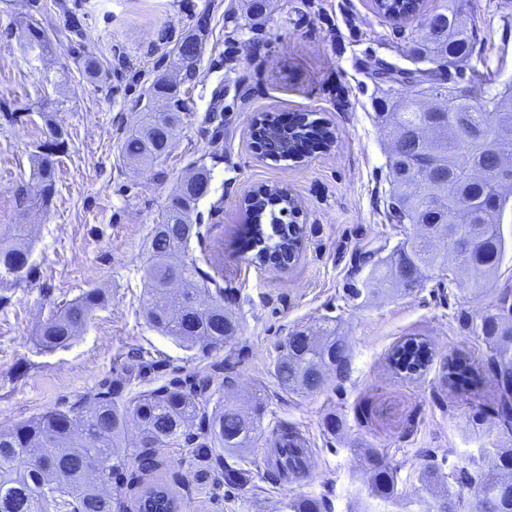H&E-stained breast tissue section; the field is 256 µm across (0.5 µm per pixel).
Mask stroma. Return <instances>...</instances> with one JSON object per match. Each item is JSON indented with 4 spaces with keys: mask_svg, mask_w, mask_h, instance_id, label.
I'll return each instance as SVG.
<instances>
[{
    "mask_svg": "<svg viewBox=\"0 0 512 512\" xmlns=\"http://www.w3.org/2000/svg\"><path fill=\"white\" fill-rule=\"evenodd\" d=\"M463 20L472 65L492 72L497 86L512 85V0H466ZM32 28L44 48L30 49ZM420 29L417 18L396 25L376 16L371 0H270L261 24L243 0H0V240L25 224L32 243L27 277L0 286V429L111 384L129 400L175 377H206L211 409L260 396L262 436L236 455L241 485L227 487L214 462L200 473L190 444L165 450L151 472L127 466L125 502L164 480L183 512H287L300 497L321 500L322 512H428L434 499L423 469L452 485L485 449L512 446L497 420L493 377L481 368L486 344L455 321L512 288L511 208L501 220L509 248L480 297L448 293L433 271L409 294L345 297L367 276L362 258L389 257L414 232L385 218L388 141L378 115L403 93L375 83L369 70L378 61L416 68L407 47ZM189 35L201 46L196 75L183 85L192 113L166 157L130 164L122 140ZM265 112L321 119L336 141L301 163L262 157L251 124ZM54 130L65 140L55 193L46 206L20 207L35 184L39 146ZM198 165L210 171L197 212L211 232L190 254L203 272L222 274L232 292L224 305L241 321L231 342L207 353L161 335L143 314L150 231ZM260 185L287 187L302 204V249L286 271L254 263L239 247L241 198ZM91 288L106 290L105 307L69 345L40 350L35 338L51 311ZM319 327L345 340L347 374L329 375L314 392L283 390L273 368L281 346ZM409 340L432 352L415 374L389 361ZM454 356L479 367L475 384L449 383ZM280 428L305 441L310 475H269L266 438ZM377 462L393 471L400 502L370 495Z\"/></svg>",
    "mask_w": 512,
    "mask_h": 512,
    "instance_id": "stroma-1",
    "label": "stroma"
}]
</instances>
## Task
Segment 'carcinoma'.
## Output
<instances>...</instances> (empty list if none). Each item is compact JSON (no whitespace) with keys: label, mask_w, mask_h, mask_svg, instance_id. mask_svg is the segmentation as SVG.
Wrapping results in <instances>:
<instances>
[{"label":"carcinoma","mask_w":512,"mask_h":512,"mask_svg":"<svg viewBox=\"0 0 512 512\" xmlns=\"http://www.w3.org/2000/svg\"><path fill=\"white\" fill-rule=\"evenodd\" d=\"M377 14L404 21L422 11L423 0H373ZM426 37L413 52L429 68L377 64L374 78L408 90L402 109L392 113V147L388 156L390 201L386 217L392 224H415L419 234L400 242L391 261L375 264L365 281L367 292L378 294L395 279L404 292L422 286V271L440 272L448 287L481 296L484 283L498 272L507 242L500 218L512 198L502 191L512 184V86L494 89L489 73L467 69L473 52L470 36L457 13L444 5L426 17ZM198 44L187 36L177 45V64L190 80L198 56L183 46ZM456 76L450 75V69ZM191 112L180 84L157 78L139 124L127 131L123 157L149 165L167 155L176 129ZM434 122L424 136L421 129ZM467 168L483 170L482 178L465 181ZM36 197L49 202L55 193V163L44 154L36 159ZM209 184V172L197 167L173 195L164 221L151 231L145 268L147 322L163 336L184 347L210 350L232 339L240 322L224 311L218 280L202 272L195 259H181L190 241H205L209 229L192 221L197 202ZM288 189L275 187L265 198L246 207L252 220L251 248L258 261L288 262L300 251L302 235L288 220L292 204ZM30 252L29 237L0 242V285L23 275ZM107 301L104 291L91 288L65 302L38 331L41 348L67 346ZM455 320L469 336L487 344L483 362L492 373L498 393L497 417L512 428V288H503L490 309L479 315L461 310ZM350 355L337 336H318L299 330L288 337L274 371L286 390L314 391L325 373L342 372ZM210 380L179 378L158 389L123 401L119 390L99 393L91 401L54 407L0 431V512H115L121 507L113 483L133 460L142 472L155 470L159 453L180 442L195 443L196 455L224 462V483L236 486L242 477L238 464L224 461V452L242 448L260 431V410L253 417L238 408L218 405L212 414L199 402ZM137 421L144 441L130 445L128 423ZM199 421V432L190 428ZM276 449L274 475L288 478L302 467L304 445L286 431L271 442ZM478 487L473 499L443 490L435 512H512V448H495L473 462L462 477ZM372 491L382 499L397 495L393 472L375 463ZM136 512H180L181 502L164 483L145 487L135 500ZM289 512H321L314 498L288 502Z\"/></svg>","instance_id":"carcinoma-1"}]
</instances>
